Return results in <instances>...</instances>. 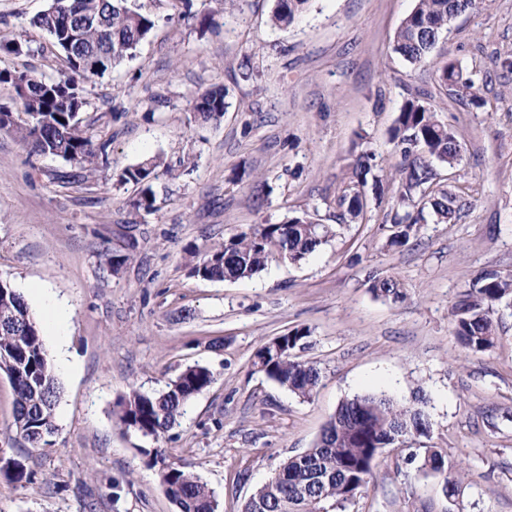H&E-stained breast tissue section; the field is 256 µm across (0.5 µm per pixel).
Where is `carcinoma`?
<instances>
[{"label": "carcinoma", "mask_w": 512, "mask_h": 512, "mask_svg": "<svg viewBox=\"0 0 512 512\" xmlns=\"http://www.w3.org/2000/svg\"><path fill=\"white\" fill-rule=\"evenodd\" d=\"M306 2L276 0L272 24L290 25ZM478 4L479 0H417L396 34L394 51L414 66L428 64L448 21ZM32 24L45 31L53 47L64 55L68 74L46 79L30 71H0V82L12 86L18 80H31L27 96L20 99L23 116L12 120L10 111L0 108V130L14 132L32 153L60 158L91 173L107 162V144L94 143L83 129L82 83L104 77L133 56L150 37L155 20L129 6V0H52L32 18ZM91 59L98 66H88ZM450 92L460 100L480 105L479 89L472 82H462ZM192 112L203 123L221 119L225 112L224 88L216 86L203 92L194 101ZM392 140L400 147L399 197L406 211L391 217L398 230L390 245L401 246L409 239L412 227L425 220V213L446 223L463 208L460 197L439 186L433 166L437 161L455 167L461 161V150L453 133L437 118L436 110L418 98L402 105ZM161 164L160 157L150 156L120 174V181L141 187L133 202L136 210L154 209L152 180L158 176ZM371 170V157L359 156L340 197V204L347 205L353 217L362 212L360 197ZM330 234L328 225L305 217H296L287 224H259L208 249L193 265L192 273L206 280L249 278L274 258L303 260L325 244ZM370 290L392 302L405 296L401 284L392 277L372 279ZM509 297L512 279L494 270H484L474 278L451 312L452 333L468 353L483 354L494 346L496 306ZM308 338V329H293L262 345L254 360V366L268 379L303 399L313 396L320 380L318 369L296 354L306 348ZM0 371L7 375L13 389L17 434L32 448L46 443L55 429L58 383L28 304L6 282H0ZM211 383L208 368L190 365L158 392L134 390L119 398L117 422L126 431L157 440L178 424L185 405ZM426 406L423 395L409 404L375 394L344 400L314 445L289 458L271 480L250 495L242 512H334L345 506L368 485L384 449L398 448L428 435ZM142 453L179 512H216L213 493L198 474L170 461L157 449L144 448ZM424 465L435 473L448 474L445 455L438 449L427 450Z\"/></svg>", "instance_id": "obj_1"}]
</instances>
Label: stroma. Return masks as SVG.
I'll use <instances>...</instances> for the list:
<instances>
[{"mask_svg":"<svg viewBox=\"0 0 512 512\" xmlns=\"http://www.w3.org/2000/svg\"><path fill=\"white\" fill-rule=\"evenodd\" d=\"M49 0H0V70L60 77L65 63L32 18ZM151 13L150 38L104 78L83 86V124L108 143V164L60 181L62 159L39 156L0 131V281L20 291L36 322L62 303V327L41 331L60 385L55 433L29 447L13 421V390L0 372V512H177L144 449L191 464L218 504L241 512L288 457L313 446L345 399L372 393L401 402L423 391L428 436L386 449L346 512H512V305H499L497 341L469 354L451 311L484 270L512 277V0H481L452 19L428 65H410L394 38L416 0H309L295 22L273 27L274 0H135ZM213 17L210 26L204 17ZM455 63L484 100L448 96L437 71ZM224 87L220 121L195 122L204 90ZM436 110L462 148L438 166L466 205L445 224L414 225L388 247L401 162L391 139L402 104ZM372 155L383 195L367 191L357 223L336 200L360 154ZM159 156L172 175L153 182L152 211L130 206L139 188L125 167ZM308 215L329 241L298 263L277 259L236 281L190 273L192 251L258 224ZM135 243L113 271L104 251ZM404 286L399 302L375 297L371 278ZM307 328L302 359L320 371L315 395L291 394L253 366L260 346ZM207 366L210 386L160 440L123 431L112 410L136 388L163 389L186 366ZM447 455L460 480L447 495L424 468Z\"/></svg>","mask_w":512,"mask_h":512,"instance_id":"obj_1","label":"stroma"}]
</instances>
